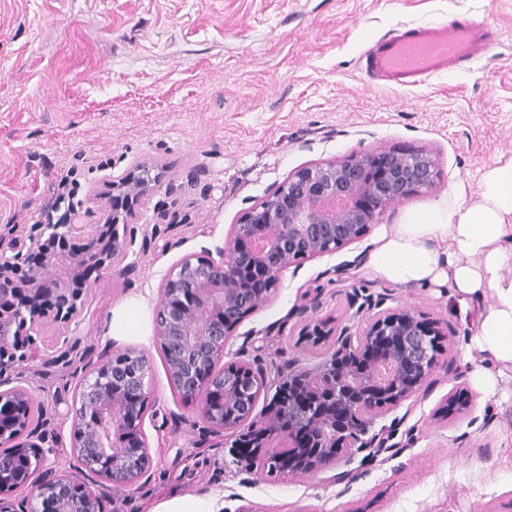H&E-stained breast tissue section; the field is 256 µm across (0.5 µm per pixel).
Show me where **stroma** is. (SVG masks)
<instances>
[{
	"label": "stroma",
	"instance_id": "obj_1",
	"mask_svg": "<svg viewBox=\"0 0 512 512\" xmlns=\"http://www.w3.org/2000/svg\"><path fill=\"white\" fill-rule=\"evenodd\" d=\"M475 18L498 41L487 58L415 88L380 87L363 56L390 31ZM429 152L436 183L390 205L359 242L290 267L244 319L224 359L262 377L314 368L303 320L356 327L411 307L437 323L438 365L420 391L377 421L388 447L312 475L238 464L170 388L155 345L159 288L183 256L217 258L231 224L299 167L389 148ZM512 160V0H0V235L46 221L51 187L75 168L80 199L104 176L149 165L157 182L127 228L129 273L105 270L65 353L9 372L35 396L34 429L76 472L70 406L87 362L133 349L151 364L150 477L104 486L100 512H152L165 499L224 494L223 512H512V371L475 344L445 284H398L368 267L381 232L415 210L476 201ZM145 304L143 332L108 336L112 308ZM482 366L494 390L476 384ZM466 388L469 413L433 414Z\"/></svg>",
	"mask_w": 512,
	"mask_h": 512
}]
</instances>
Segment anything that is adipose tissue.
<instances>
[{
	"label": "adipose tissue",
	"instance_id": "1",
	"mask_svg": "<svg viewBox=\"0 0 512 512\" xmlns=\"http://www.w3.org/2000/svg\"><path fill=\"white\" fill-rule=\"evenodd\" d=\"M368 265L394 283L445 281L465 297L491 295L477 318L476 345L512 365V161L489 171L472 205L439 203L394 225Z\"/></svg>",
	"mask_w": 512,
	"mask_h": 512
}]
</instances>
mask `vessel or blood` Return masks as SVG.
<instances>
[{"label": "vessel or blood", "mask_w": 512, "mask_h": 512, "mask_svg": "<svg viewBox=\"0 0 512 512\" xmlns=\"http://www.w3.org/2000/svg\"><path fill=\"white\" fill-rule=\"evenodd\" d=\"M495 44L492 31L475 20L432 22L381 37L367 52L365 69L386 84L411 87L490 54Z\"/></svg>", "instance_id": "b4317fda"}]
</instances>
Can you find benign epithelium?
Returning a JSON list of instances; mask_svg holds the SVG:
<instances>
[{
	"label": "benign epithelium",
	"instance_id": "1",
	"mask_svg": "<svg viewBox=\"0 0 512 512\" xmlns=\"http://www.w3.org/2000/svg\"><path fill=\"white\" fill-rule=\"evenodd\" d=\"M437 175L430 153L399 148L306 165L230 225L217 249L220 260L181 258L162 279L156 312V344L173 392L196 400L215 433L253 421V433L238 442L251 458L278 440L301 449L290 476L335 465L345 448L386 447L383 431H372L376 418L414 396L437 364L431 339L438 331L419 312L388 310L354 333L304 321L299 336L306 347L318 348L335 334L338 339L316 368L280 377L255 421L259 396L249 407L242 401L250 392L244 380L258 378L246 366L224 365V351L285 270L360 241L390 204L432 186ZM152 182L144 164L109 175L103 183L112 189V204L100 210V223H82L80 205L65 222L12 238V255L0 253V512H15L22 489V512H99L98 486L132 489L149 471L151 365L144 355L127 350L126 362L114 355L86 366L70 408L71 452L82 479L66 472L35 477L54 449L32 441L33 394L8 386L1 375L50 355L54 346L36 340L41 328L76 322L92 274L126 257L120 231ZM469 408L467 391L459 389L434 418L446 421Z\"/></svg>",
	"mask_w": 512,
	"mask_h": 512
}]
</instances>
